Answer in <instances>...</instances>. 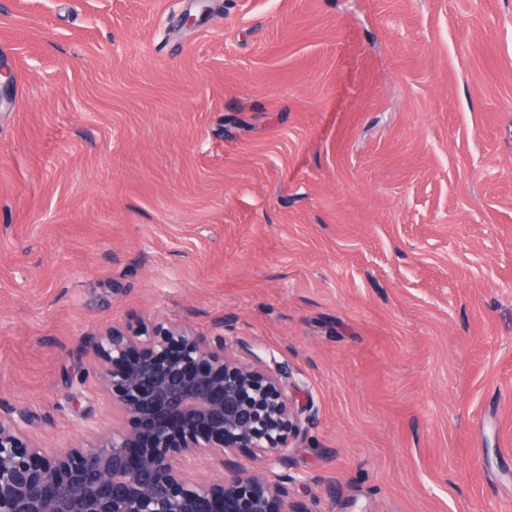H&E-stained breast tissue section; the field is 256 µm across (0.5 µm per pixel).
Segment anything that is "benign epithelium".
Instances as JSON below:
<instances>
[{"label": "benign epithelium", "mask_w": 512, "mask_h": 512, "mask_svg": "<svg viewBox=\"0 0 512 512\" xmlns=\"http://www.w3.org/2000/svg\"><path fill=\"white\" fill-rule=\"evenodd\" d=\"M95 356L119 422L58 451L0 417V512H317L280 472L303 430L283 364L165 322L110 326ZM200 454L218 477L196 476Z\"/></svg>", "instance_id": "obj_1"}]
</instances>
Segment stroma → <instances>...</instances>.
<instances>
[{
  "label": "stroma",
  "mask_w": 512,
  "mask_h": 512,
  "mask_svg": "<svg viewBox=\"0 0 512 512\" xmlns=\"http://www.w3.org/2000/svg\"><path fill=\"white\" fill-rule=\"evenodd\" d=\"M0 0V415L112 427L161 318L285 363L319 512H512V0Z\"/></svg>",
  "instance_id": "obj_1"
}]
</instances>
